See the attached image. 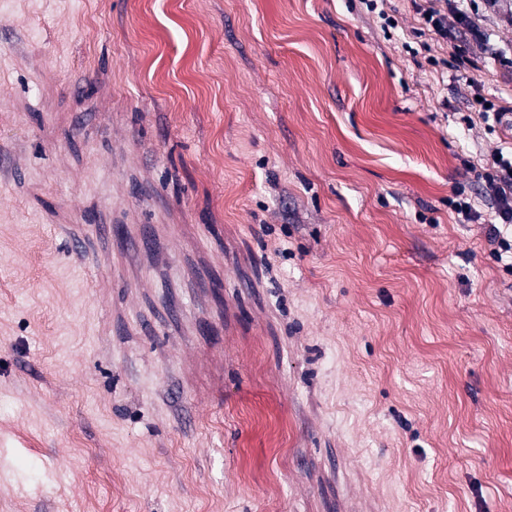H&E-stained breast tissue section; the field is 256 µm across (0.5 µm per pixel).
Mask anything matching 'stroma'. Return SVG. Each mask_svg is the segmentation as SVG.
Listing matches in <instances>:
<instances>
[{
    "instance_id": "obj_1",
    "label": "stroma",
    "mask_w": 512,
    "mask_h": 512,
    "mask_svg": "<svg viewBox=\"0 0 512 512\" xmlns=\"http://www.w3.org/2000/svg\"><path fill=\"white\" fill-rule=\"evenodd\" d=\"M475 20L0 0V512H512ZM427 9H423L422 21L423 25L434 34L435 38L447 40L448 39V23L446 22L445 14L439 7H435V3Z\"/></svg>"
}]
</instances>
